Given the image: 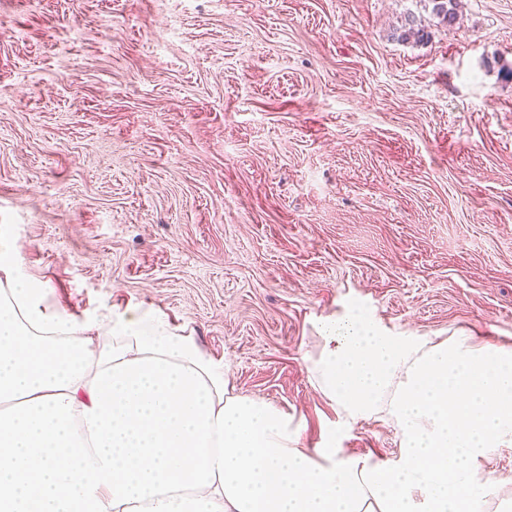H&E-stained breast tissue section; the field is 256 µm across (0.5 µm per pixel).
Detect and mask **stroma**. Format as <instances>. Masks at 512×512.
I'll return each instance as SVG.
<instances>
[{"label": "stroma", "instance_id": "35a3bbf8", "mask_svg": "<svg viewBox=\"0 0 512 512\" xmlns=\"http://www.w3.org/2000/svg\"><path fill=\"white\" fill-rule=\"evenodd\" d=\"M0 0V226L78 317L147 302L301 444L319 319L512 345V0ZM428 36L400 41L407 15ZM487 512H512V447Z\"/></svg>", "mask_w": 512, "mask_h": 512}]
</instances>
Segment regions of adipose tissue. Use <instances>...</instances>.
Masks as SVG:
<instances>
[{"mask_svg":"<svg viewBox=\"0 0 512 512\" xmlns=\"http://www.w3.org/2000/svg\"><path fill=\"white\" fill-rule=\"evenodd\" d=\"M50 293L0 248V512H482L478 465L512 447L511 347L321 318L312 383L396 429L398 457L371 459L302 447L153 305L79 319Z\"/></svg>","mask_w":512,"mask_h":512,"instance_id":"adipose-tissue-1","label":"adipose tissue"}]
</instances>
